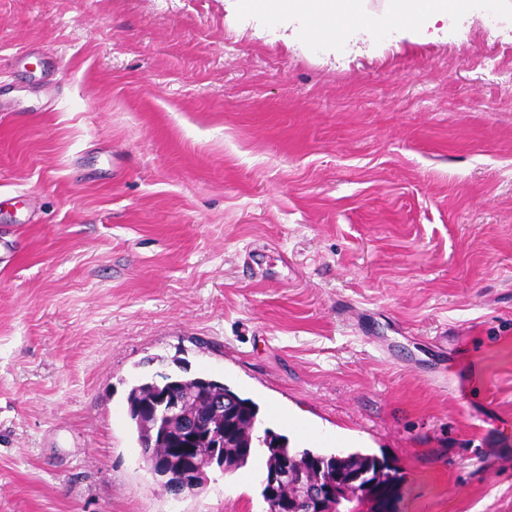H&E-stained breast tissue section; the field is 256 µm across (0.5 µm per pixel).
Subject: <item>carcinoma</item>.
<instances>
[{"label": "carcinoma", "instance_id": "1", "mask_svg": "<svg viewBox=\"0 0 512 512\" xmlns=\"http://www.w3.org/2000/svg\"><path fill=\"white\" fill-rule=\"evenodd\" d=\"M214 388L235 401L237 414L225 421L224 429L232 430L241 438L242 447L226 448L229 462V472H234L245 467L256 448L265 451V463H270L276 458L286 461L291 468L302 471L306 477L316 475V466L331 459H336V479L345 484L350 480H356L359 484L368 487V495L356 497L348 503L350 512H387L388 504L395 495L400 476L398 469L389 465L386 460L379 459L374 454L360 450L324 453L310 449L296 450L289 447L288 439L278 435L270 429L264 430V435L259 436L251 431L252 422L257 420V407L250 398L239 396L228 386L215 380H198L196 378L186 380L180 377L162 376L160 379L141 382L133 385L127 394V407L133 429L137 435V441L143 442L147 438L148 429L158 432L164 428L161 420H148L135 411V407L149 402L153 397L164 391H176L178 393L198 396L203 387Z\"/></svg>", "mask_w": 512, "mask_h": 512}]
</instances>
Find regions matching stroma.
Returning a JSON list of instances; mask_svg holds the SVG:
<instances>
[{"mask_svg": "<svg viewBox=\"0 0 512 512\" xmlns=\"http://www.w3.org/2000/svg\"><path fill=\"white\" fill-rule=\"evenodd\" d=\"M306 27L0 0V512H266L262 454L148 471L127 391L179 372L394 512H512V10Z\"/></svg>", "mask_w": 512, "mask_h": 512, "instance_id": "obj_1", "label": "stroma"}]
</instances>
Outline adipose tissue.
Returning a JSON list of instances; mask_svg holds the SVG:
<instances>
[{"label": "adipose tissue", "instance_id": "ef3b65f1", "mask_svg": "<svg viewBox=\"0 0 512 512\" xmlns=\"http://www.w3.org/2000/svg\"><path fill=\"white\" fill-rule=\"evenodd\" d=\"M244 7L267 13L305 17L311 34L340 39L368 30L373 21L363 0H240ZM471 0H384L383 19L392 26L418 28L471 10Z\"/></svg>", "mask_w": 512, "mask_h": 512}]
</instances>
